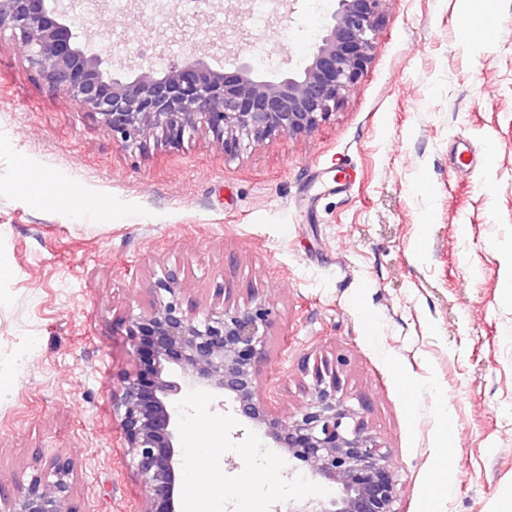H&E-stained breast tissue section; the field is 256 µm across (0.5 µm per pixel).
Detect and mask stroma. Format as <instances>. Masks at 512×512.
I'll return each mask as SVG.
<instances>
[{
    "label": "stroma",
    "instance_id": "stroma-1",
    "mask_svg": "<svg viewBox=\"0 0 512 512\" xmlns=\"http://www.w3.org/2000/svg\"><path fill=\"white\" fill-rule=\"evenodd\" d=\"M82 45L124 41L135 77L169 51L255 77L300 70L336 0H252L157 25L141 0H78ZM204 40L191 39L196 26ZM93 209H84V201ZM200 308L223 282L276 320L258 380L279 415L307 402L302 362L328 361L383 445L397 512L512 507V0H390L373 59L308 136L226 155L211 133L178 145L112 140L0 36V494L68 458L74 512H138L141 483L114 404L135 366L129 317L164 270ZM183 416L224 431L210 486L224 512H286L325 493L249 479L256 434L231 405L183 391Z\"/></svg>",
    "mask_w": 512,
    "mask_h": 512
}]
</instances>
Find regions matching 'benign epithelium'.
<instances>
[{"mask_svg": "<svg viewBox=\"0 0 512 512\" xmlns=\"http://www.w3.org/2000/svg\"><path fill=\"white\" fill-rule=\"evenodd\" d=\"M387 2L337 0L306 65L277 81L253 77L246 62L216 70L190 55L123 81L103 68L101 54L78 45L73 7L64 0H0V35L10 32L29 67L93 115L112 140L137 145L159 132L179 143L202 127L235 155L254 142L308 135L336 111L371 63ZM154 292L156 305L128 320L137 367L124 377L116 404L124 447L141 480V512H180L176 397L184 389L224 396L293 466L336 487L332 496L289 503L288 512H397L387 455L339 394L336 373L327 377L314 366L311 398L290 417L273 412L259 392L258 368L274 321L266 302L253 297L243 306L226 305L218 285V302L198 314L176 270L164 272ZM48 469L56 480L18 482L0 512H73L70 462L56 456Z\"/></svg>", "mask_w": 512, "mask_h": 512, "instance_id": "7a95c632", "label": "benign epithelium"}]
</instances>
